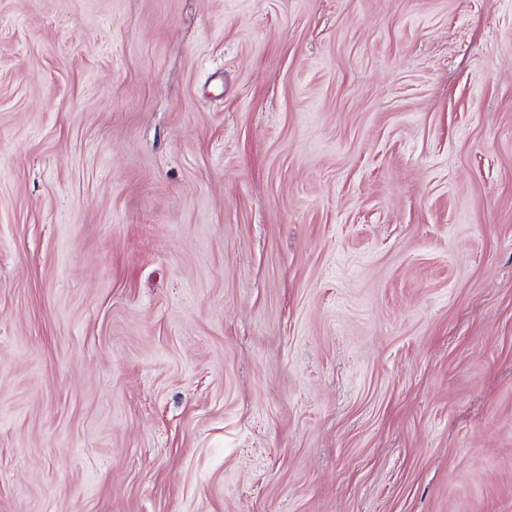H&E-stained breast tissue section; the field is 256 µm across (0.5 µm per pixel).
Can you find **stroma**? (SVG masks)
I'll return each mask as SVG.
<instances>
[{
	"instance_id": "stroma-1",
	"label": "stroma",
	"mask_w": 512,
	"mask_h": 512,
	"mask_svg": "<svg viewBox=\"0 0 512 512\" xmlns=\"http://www.w3.org/2000/svg\"><path fill=\"white\" fill-rule=\"evenodd\" d=\"M0 512H512V0H0Z\"/></svg>"
}]
</instances>
